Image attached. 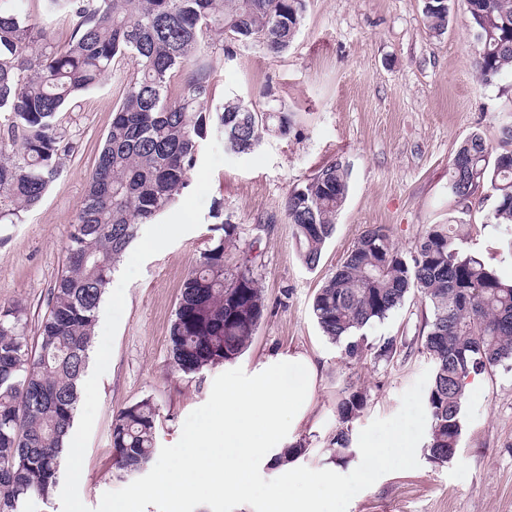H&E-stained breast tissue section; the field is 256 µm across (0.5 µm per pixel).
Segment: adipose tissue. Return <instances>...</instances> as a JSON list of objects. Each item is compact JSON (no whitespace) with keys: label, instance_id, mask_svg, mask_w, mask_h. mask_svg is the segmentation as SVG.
<instances>
[{"label":"adipose tissue","instance_id":"ef3b65f1","mask_svg":"<svg viewBox=\"0 0 512 512\" xmlns=\"http://www.w3.org/2000/svg\"><path fill=\"white\" fill-rule=\"evenodd\" d=\"M317 374L311 356L289 352L270 360L249 382L225 386L216 394L214 411L187 433L184 460L160 470L154 491L174 503L203 494H247L251 473L276 464L310 416ZM316 484L335 487L336 477L285 466L271 512H320L317 503L292 493L294 486Z\"/></svg>","mask_w":512,"mask_h":512}]
</instances>
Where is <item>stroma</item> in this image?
I'll return each instance as SVG.
<instances>
[{
  "label": "stroma",
  "instance_id": "1",
  "mask_svg": "<svg viewBox=\"0 0 512 512\" xmlns=\"http://www.w3.org/2000/svg\"><path fill=\"white\" fill-rule=\"evenodd\" d=\"M472 41L464 0H454L440 35L426 24L423 0H307L287 52L235 43L213 55L216 99L239 97L257 110L287 113L290 131L262 140L270 166L218 167L201 225L145 261L128 284L79 481L87 507L94 510L105 492L126 485L112 465L114 413L151 399L160 411L156 444L163 447L179 441L188 415L210 396L219 368L194 376L172 370L168 335L185 277L227 220L238 225L240 237L225 264L235 268L241 250L256 245L261 258L254 275L265 301L237 366L251 374L279 354L303 351L319 367L313 414L295 434L307 452L295 466L335 470L338 487L303 486L298 496L322 502L325 512H512V365L480 375L467 391L457 453L436 464L425 450L432 363L421 346V297L409 294L402 307L366 329L371 343L405 340L388 363L349 360L312 313L317 290L373 225H386L408 257L428 227L452 225L464 251L512 278V235L488 221L495 205L490 190L461 201L448 188L459 143L477 132L497 148L502 125L512 121V76L483 83ZM130 73L114 71L61 113L73 142L61 174L22 222L0 223V306L25 309L28 334H35L65 269L72 224ZM337 160L349 170V192L336 232L311 268L299 255L284 202L294 185ZM349 384L366 392L368 403L352 423V457L338 461L329 442L338 424L336 403ZM397 431L411 442V457L398 468L370 469L368 446L385 444Z\"/></svg>",
  "mask_w": 512,
  "mask_h": 512
}]
</instances>
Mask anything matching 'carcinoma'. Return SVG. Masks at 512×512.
Instances as JSON below:
<instances>
[{
  "mask_svg": "<svg viewBox=\"0 0 512 512\" xmlns=\"http://www.w3.org/2000/svg\"><path fill=\"white\" fill-rule=\"evenodd\" d=\"M34 19L16 0H0V223L33 210L60 175L72 149L58 115L112 74L134 62L70 234L67 265L51 288L34 342L24 311L0 307V512H29L48 502L60 478L61 454L73 428L80 380L88 366L93 328L112 272L146 224L188 187L200 141L210 130L233 136L240 152L265 134H288L283 112H258L237 98L216 101L209 51L216 40L259 42L273 54L288 50L306 0H44ZM480 78L512 74V0H465ZM451 0L423 6L430 31L448 27ZM62 15L70 35L55 39ZM495 199L489 223L512 228V123L499 151L471 133L450 164V190L466 199L482 186ZM348 171L322 167L288 193L284 212L303 262L318 265L348 193ZM211 238L180 290L168 342L172 368L197 375L235 361L251 344L264 299L247 263L224 265L238 238L226 221ZM431 310L421 344L433 362L427 396L428 459L448 462L458 448L465 383L512 360V279L465 253L446 224L421 236L408 260L384 225L357 239L345 261L318 289L312 310L324 336L360 361L391 360L398 341L366 342L364 330L399 309L410 292ZM367 395L349 386L336 404L334 455H352L349 423ZM159 408L144 399L116 412L110 446L120 479L154 459Z\"/></svg>",
  "mask_w": 512,
  "mask_h": 512,
  "instance_id": "carcinoma-1",
  "label": "carcinoma"
}]
</instances>
